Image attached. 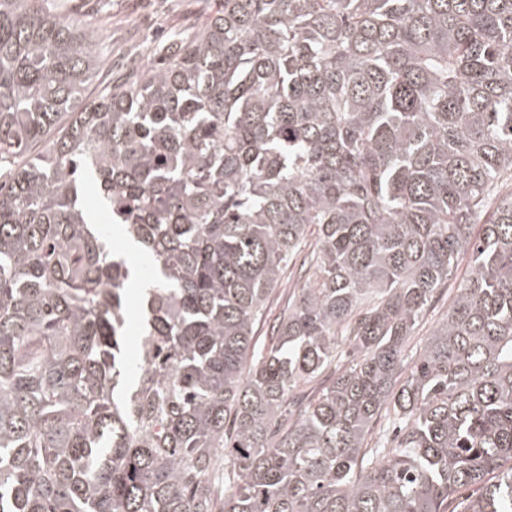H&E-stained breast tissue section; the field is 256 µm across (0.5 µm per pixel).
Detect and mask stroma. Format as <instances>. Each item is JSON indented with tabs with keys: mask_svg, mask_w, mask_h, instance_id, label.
<instances>
[{
	"mask_svg": "<svg viewBox=\"0 0 512 512\" xmlns=\"http://www.w3.org/2000/svg\"><path fill=\"white\" fill-rule=\"evenodd\" d=\"M214 0H70L71 8L97 20L104 35L96 46L104 62L82 92L93 101L140 69L155 43L201 26Z\"/></svg>",
	"mask_w": 512,
	"mask_h": 512,
	"instance_id": "obj_1",
	"label": "stroma"
}]
</instances>
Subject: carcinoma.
Instances as JSON below:
<instances>
[{
  "instance_id": "1",
  "label": "carcinoma",
  "mask_w": 512,
  "mask_h": 512,
  "mask_svg": "<svg viewBox=\"0 0 512 512\" xmlns=\"http://www.w3.org/2000/svg\"><path fill=\"white\" fill-rule=\"evenodd\" d=\"M67 3L0 0V512H512V0H218L87 104ZM447 311V299H445V294L441 293L438 295V301L436 302L434 308L430 309L421 319L420 322L413 333L414 339L411 343V346H414L416 349H420L422 344L425 341V338L431 334V332L435 329L438 321L442 318V316Z\"/></svg>"
}]
</instances>
